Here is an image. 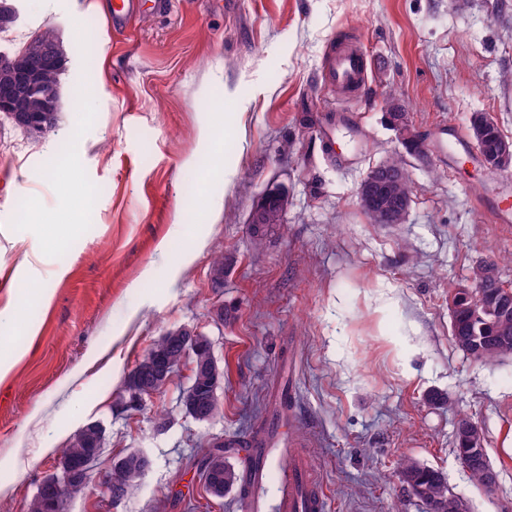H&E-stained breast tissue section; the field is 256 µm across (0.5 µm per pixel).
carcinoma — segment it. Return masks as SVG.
Listing matches in <instances>:
<instances>
[{"label": "carcinoma", "instance_id": "cac0c4a2", "mask_svg": "<svg viewBox=\"0 0 512 512\" xmlns=\"http://www.w3.org/2000/svg\"><path fill=\"white\" fill-rule=\"evenodd\" d=\"M59 38L51 27L34 35L23 48V61L42 70L41 85L49 86L59 83L62 70L48 68L42 63L41 50L50 42ZM457 309L451 319V336L455 345L467 355L475 356L480 361L490 364L497 359L512 355V293L501 288V282L488 279L482 288V305L477 306L472 298L457 296ZM184 334L181 329L168 331L158 337L153 347L168 343L173 362L170 377L159 385L166 387L173 381L180 366L185 362L181 355L177 337ZM88 435L81 430L74 433L61 449V458L76 457L87 451ZM455 453L462 466L476 482L488 491L495 488L498 472L490 462L486 448L455 447ZM125 470L113 474V482L120 485L123 494H128L141 476V467L136 454L126 455ZM404 481L424 504L426 512H448V482L445 475L437 469L428 467L413 458L404 459L401 464Z\"/></svg>", "mask_w": 512, "mask_h": 512}]
</instances>
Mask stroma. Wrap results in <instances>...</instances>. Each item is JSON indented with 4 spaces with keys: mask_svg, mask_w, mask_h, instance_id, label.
Instances as JSON below:
<instances>
[{
    "mask_svg": "<svg viewBox=\"0 0 512 512\" xmlns=\"http://www.w3.org/2000/svg\"><path fill=\"white\" fill-rule=\"evenodd\" d=\"M110 4L17 0L0 38L15 50L49 25L68 52L53 131L0 118V307L26 300L25 324L0 327V350L24 354L0 381V512H27L91 421L105 430L98 472L131 452L150 466L117 504L91 477L66 512H243L237 490L207 493L199 462L220 440L244 471L283 385L273 463L299 449L327 512H425L406 457L443 472L469 512H512V355L474 361L449 311L478 263L512 284V227L480 205L500 173L469 123L488 113L512 138V0H143L119 31ZM346 39L368 61L353 101L323 80ZM392 89L420 154L387 121ZM399 153L410 210L371 223L355 190ZM271 184L288 204L255 248L247 220ZM22 249L38 259L19 279ZM183 327L224 368L206 422L181 405L186 365L129 405L131 370ZM464 416L485 436L493 491L456 456Z\"/></svg>",
    "mask_w": 512,
    "mask_h": 512,
    "instance_id": "stroma-1",
    "label": "stroma"
}]
</instances>
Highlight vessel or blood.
Wrapping results in <instances>:
<instances>
[{
	"mask_svg": "<svg viewBox=\"0 0 512 512\" xmlns=\"http://www.w3.org/2000/svg\"><path fill=\"white\" fill-rule=\"evenodd\" d=\"M141 0H113L110 18L114 29H123L128 19L139 11ZM365 61L359 51L351 46L340 47L332 56L327 68L328 80L345 93H354L364 83ZM501 186L484 204L494 223H512V179L501 178ZM254 468L246 474L245 482L251 491L243 497L245 512H257L255 500L271 477H278L283 486L277 512H326L328 505L323 490L312 484L301 457H293L291 465L281 473H274L268 464V437L259 435L250 450Z\"/></svg>",
	"mask_w": 512,
	"mask_h": 512,
	"instance_id": "1",
	"label": "vessel or blood"
}]
</instances>
